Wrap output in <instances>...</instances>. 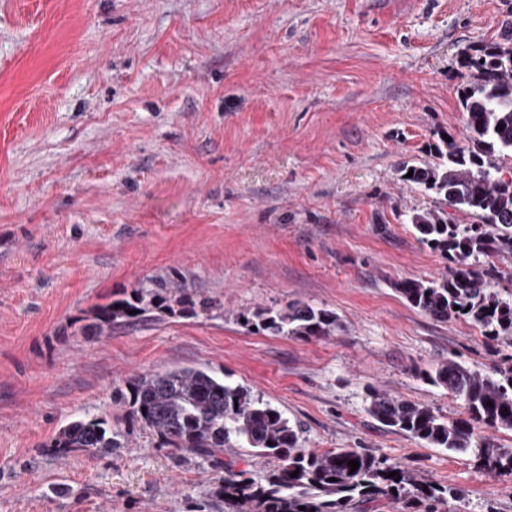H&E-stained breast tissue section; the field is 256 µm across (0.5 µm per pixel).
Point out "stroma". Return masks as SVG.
I'll return each mask as SVG.
<instances>
[{"mask_svg": "<svg viewBox=\"0 0 512 512\" xmlns=\"http://www.w3.org/2000/svg\"><path fill=\"white\" fill-rule=\"evenodd\" d=\"M512 0H0V512H226L223 470L175 455L116 387L196 365L277 408L315 452L357 448L512 512V475L366 411L377 390L458 418L424 372L489 370L512 348L410 306L445 274L404 181L468 143L459 53ZM183 285L208 316L151 311L88 331L134 291ZM303 302L335 335L252 329ZM82 417L122 448L46 449Z\"/></svg>", "mask_w": 512, "mask_h": 512, "instance_id": "35a3bbf8", "label": "stroma"}]
</instances>
